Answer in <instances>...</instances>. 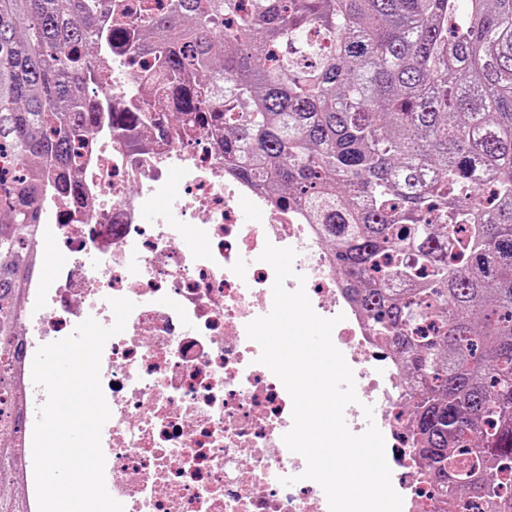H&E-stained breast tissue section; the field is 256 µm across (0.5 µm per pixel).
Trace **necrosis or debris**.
<instances>
[{
    "label": "necrosis or debris",
    "instance_id": "1",
    "mask_svg": "<svg viewBox=\"0 0 512 512\" xmlns=\"http://www.w3.org/2000/svg\"><path fill=\"white\" fill-rule=\"evenodd\" d=\"M114 66L95 89L104 116L86 136L73 201L46 190L36 258L57 251L50 272L25 284L19 333L26 356L94 318L114 322L110 299L134 302L123 332L107 340L101 384L111 410L101 445L105 481L124 512H329L322 487L303 478L306 461L283 441L292 399L258 358L246 326L273 300L266 244L296 252L297 277L314 311L337 318L332 341L353 371L357 403L344 411L356 434L376 424L403 512H444L434 479L413 447L415 386L391 340L373 336L351 299L319 225L279 194L225 168L210 132L184 131L175 104L143 74L145 55L112 51ZM155 112L154 124L119 117ZM253 219L244 223L243 209ZM195 227L186 240L184 225ZM26 403L18 481L37 512L33 461L36 410L46 392L19 370ZM372 417H365L364 406ZM291 485H283V478Z\"/></svg>",
    "mask_w": 512,
    "mask_h": 512
}]
</instances>
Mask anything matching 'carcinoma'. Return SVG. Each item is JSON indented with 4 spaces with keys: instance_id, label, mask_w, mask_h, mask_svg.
<instances>
[{
    "instance_id": "cac0c4a2",
    "label": "carcinoma",
    "mask_w": 512,
    "mask_h": 512,
    "mask_svg": "<svg viewBox=\"0 0 512 512\" xmlns=\"http://www.w3.org/2000/svg\"><path fill=\"white\" fill-rule=\"evenodd\" d=\"M0 0V393L13 375L38 191L99 119L114 35L153 60L184 129L295 193L419 393L415 430L448 512H512V0ZM16 449L0 447V485Z\"/></svg>"
}]
</instances>
